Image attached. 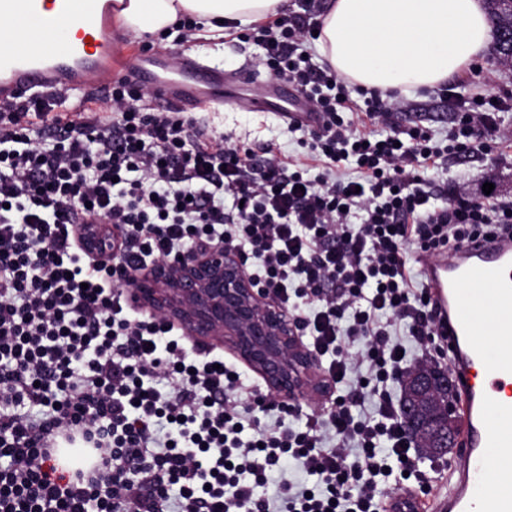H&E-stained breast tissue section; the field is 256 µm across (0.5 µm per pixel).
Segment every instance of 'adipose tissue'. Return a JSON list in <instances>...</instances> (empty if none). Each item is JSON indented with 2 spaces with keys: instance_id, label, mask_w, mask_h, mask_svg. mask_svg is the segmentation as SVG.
<instances>
[{
  "instance_id": "obj_1",
  "label": "adipose tissue",
  "mask_w": 512,
  "mask_h": 512,
  "mask_svg": "<svg viewBox=\"0 0 512 512\" xmlns=\"http://www.w3.org/2000/svg\"><path fill=\"white\" fill-rule=\"evenodd\" d=\"M116 14L137 35L165 33L179 16L205 38L223 21L254 23L287 0H114ZM494 37L483 0H330L318 52L362 88L405 92L431 88L482 58Z\"/></svg>"
}]
</instances>
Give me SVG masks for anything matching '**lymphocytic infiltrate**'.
Masks as SVG:
<instances>
[{
  "mask_svg": "<svg viewBox=\"0 0 512 512\" xmlns=\"http://www.w3.org/2000/svg\"><path fill=\"white\" fill-rule=\"evenodd\" d=\"M297 6L257 31L272 77L321 117L306 159L225 146L123 82L78 114L0 109V512H379L382 478L410 470L390 386L413 358L397 334L445 355L411 256L512 232L511 200L474 202L424 173L512 131L501 103L459 101L441 152L392 122L415 101L378 89L365 116L390 130L360 129L343 116L345 77L304 48L319 0ZM84 224L118 229L117 256L87 253ZM202 242L240 257L294 318L329 386L322 422L293 426L296 407L236 364L187 351L163 317L131 315L124 283ZM270 409L261 425L255 411ZM287 459L314 484L284 478L259 495Z\"/></svg>",
  "mask_w": 512,
  "mask_h": 512,
  "instance_id": "f902f5d3",
  "label": "lymphocytic infiltrate"
}]
</instances>
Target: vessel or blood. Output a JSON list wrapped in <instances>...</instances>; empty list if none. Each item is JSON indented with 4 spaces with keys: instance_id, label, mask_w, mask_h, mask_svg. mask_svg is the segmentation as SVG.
I'll return each instance as SVG.
<instances>
[{
    "instance_id": "b4317fda",
    "label": "vessel or blood",
    "mask_w": 512,
    "mask_h": 512,
    "mask_svg": "<svg viewBox=\"0 0 512 512\" xmlns=\"http://www.w3.org/2000/svg\"><path fill=\"white\" fill-rule=\"evenodd\" d=\"M0 16L38 26L39 46L0 54V103L109 92L116 80L153 88L181 112L207 87V103L239 106L222 71L184 58L179 78L162 77L157 55L127 53L98 0H0ZM266 111L288 123L316 125L296 92L277 87ZM422 277L444 336L462 418L460 450L448 490L418 499V512H512V237L476 239L423 263Z\"/></svg>"
}]
</instances>
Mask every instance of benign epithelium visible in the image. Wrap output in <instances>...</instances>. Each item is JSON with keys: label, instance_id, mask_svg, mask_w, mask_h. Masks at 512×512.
<instances>
[{"label": "benign epithelium", "instance_id": "obj_1", "mask_svg": "<svg viewBox=\"0 0 512 512\" xmlns=\"http://www.w3.org/2000/svg\"><path fill=\"white\" fill-rule=\"evenodd\" d=\"M79 235L91 255H116L108 249V238L119 239L111 225L88 224ZM127 293L135 307L178 322L187 336L227 344L274 393L297 400L325 392L313 380L316 359L288 314L269 294L253 287L241 259L223 246L200 244L180 259L157 264L136 275ZM406 382L419 393L434 388L445 393L447 422L437 450L456 447L459 425L448 372L416 369Z\"/></svg>", "mask_w": 512, "mask_h": 512}]
</instances>
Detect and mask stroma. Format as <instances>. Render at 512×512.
Masks as SVG:
<instances>
[{"label":"stroma","instance_id":"1","mask_svg":"<svg viewBox=\"0 0 512 512\" xmlns=\"http://www.w3.org/2000/svg\"><path fill=\"white\" fill-rule=\"evenodd\" d=\"M126 40L129 49L133 50L148 43L164 56L177 53L184 57H198L218 65L228 75L249 72V80L236 84L235 90L253 102L265 92L272 81L262 61L263 51L251 38L228 39L220 45L216 41L202 38L182 41L156 36L148 39L130 32L127 33ZM478 66L483 71L482 76L478 77L467 71L450 77L449 85L455 86L457 92L465 97L476 92L512 97V68L501 67L495 49H487ZM409 97L419 105L422 125L432 132L435 141L445 142L453 114L447 102L440 99L437 89H415L410 91ZM186 116L207 123L216 134L223 136L224 143L228 146L271 140L279 144L287 155L296 157L303 153L297 144L296 134L289 132L286 122L255 108L254 105L248 109L200 107L187 111ZM451 178L456 179L474 201H484L482 187L487 183L494 184L497 197L512 200V141L504 142L497 152L487 157L459 160L450 169L438 170L434 175L435 183L440 185L446 184ZM411 457L419 473L418 479L405 481L399 476H392L388 485L390 494L417 488L421 483L435 490L447 488L448 457L434 458L420 448L412 450Z\"/></svg>","mask_w":512,"mask_h":512}]
</instances>
